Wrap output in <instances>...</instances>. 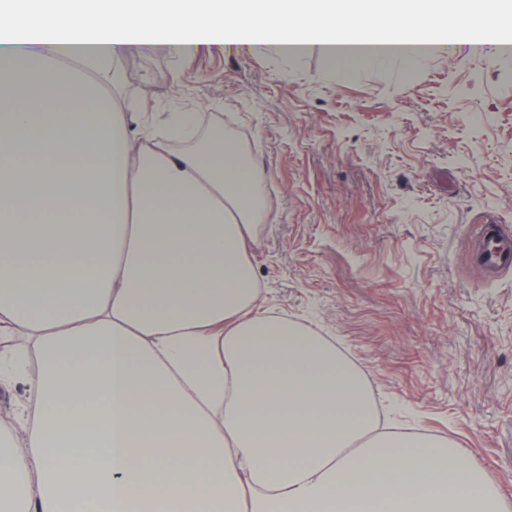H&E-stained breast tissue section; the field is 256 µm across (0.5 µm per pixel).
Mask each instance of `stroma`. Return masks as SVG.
Instances as JSON below:
<instances>
[{"label": "stroma", "instance_id": "1", "mask_svg": "<svg viewBox=\"0 0 512 512\" xmlns=\"http://www.w3.org/2000/svg\"><path fill=\"white\" fill-rule=\"evenodd\" d=\"M495 29L344 72L317 54L204 45L115 69L154 120L234 129L271 222L251 260L263 309L336 337L384 420L457 443L512 497V271L475 260L486 222L512 236V0Z\"/></svg>", "mask_w": 512, "mask_h": 512}]
</instances>
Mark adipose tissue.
<instances>
[{
  "label": "adipose tissue",
  "instance_id": "obj_1",
  "mask_svg": "<svg viewBox=\"0 0 512 512\" xmlns=\"http://www.w3.org/2000/svg\"><path fill=\"white\" fill-rule=\"evenodd\" d=\"M473 0H0V512H512L446 437L261 311L263 180L222 125L114 92L132 48L273 24L344 70ZM351 24L353 47L324 32ZM66 74L64 84L42 73Z\"/></svg>",
  "mask_w": 512,
  "mask_h": 512
}]
</instances>
